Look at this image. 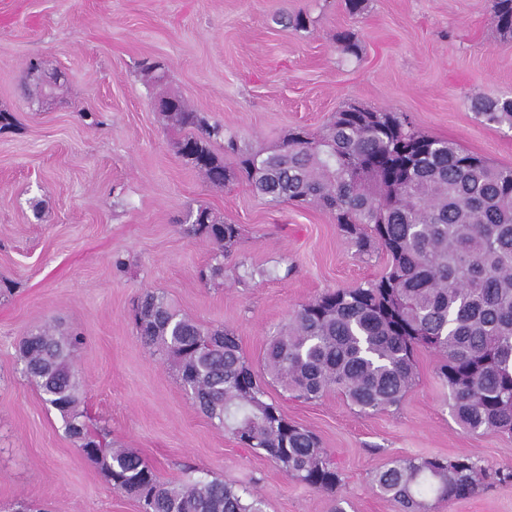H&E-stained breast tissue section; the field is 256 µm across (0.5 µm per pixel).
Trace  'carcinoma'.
Instances as JSON below:
<instances>
[{
  "label": "carcinoma",
  "mask_w": 512,
  "mask_h": 512,
  "mask_svg": "<svg viewBox=\"0 0 512 512\" xmlns=\"http://www.w3.org/2000/svg\"><path fill=\"white\" fill-rule=\"evenodd\" d=\"M491 21L512 35V0H491ZM345 56H359L351 31L336 34ZM158 111L185 131L178 152L214 186L238 180L275 207L286 203L331 212L362 255L382 251L388 270L364 287L327 292L302 305L269 343L264 366L297 399L332 389L361 412L400 404L414 381V352L438 356L458 421L472 432L512 435V168L414 131L404 113L336 112L317 137L288 134L270 154L243 148L175 94ZM471 108L488 125L512 129V98L475 97ZM232 157L234 164L226 158ZM186 232L209 239L220 260L201 271L224 276L240 226L209 209H189ZM242 281L278 276L274 267L238 263ZM134 323L146 345L167 356L197 407L240 445L274 459L288 476L336 494L334 464L309 430L266 400V383L222 325L204 326L164 295L143 294ZM77 334L46 327L23 337V376L62 418L113 488L137 499L142 512H264L253 493L186 470L167 484L133 448H105L81 420ZM495 483H512V467L491 468L471 455L387 462L373 476L377 492L398 512H428L427 498L464 500Z\"/></svg>",
  "instance_id": "1"
}]
</instances>
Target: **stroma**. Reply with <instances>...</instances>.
<instances>
[{
	"instance_id": "1",
	"label": "stroma",
	"mask_w": 512,
	"mask_h": 512,
	"mask_svg": "<svg viewBox=\"0 0 512 512\" xmlns=\"http://www.w3.org/2000/svg\"><path fill=\"white\" fill-rule=\"evenodd\" d=\"M303 13L305 31L280 16ZM348 30L359 57L337 48ZM167 70L155 83L143 59ZM60 78L37 92L30 62ZM176 93L256 152L295 127L320 133L350 105L402 112L425 135L512 166V129L480 122L470 100L512 97V38L490 0H0V512H141L79 452L56 410L21 373L18 345L52 326L84 338L75 360L80 406L106 441L136 449L164 483L191 465L248 488L265 512H397L372 487L389 459L468 453L512 467V435L466 430L436 376L438 358L415 353L416 381L399 406L361 413L344 395L304 401L278 384L271 400L313 431L341 473L337 495L288 477L214 425L184 391L171 362L147 347L132 314L146 292L165 295L204 325L232 328L255 371L274 334L324 292L365 285L386 253L359 254L329 211L271 207L243 181L214 187L177 152L182 134L153 101ZM239 225L234 262L279 269L241 283L232 265L204 283L214 249L187 235L188 208ZM126 262L116 270L115 258ZM430 512H512V484L465 500H430Z\"/></svg>"
}]
</instances>
